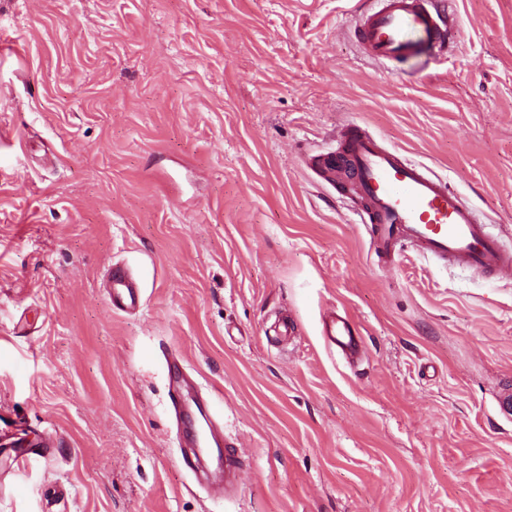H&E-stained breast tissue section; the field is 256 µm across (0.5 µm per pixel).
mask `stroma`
<instances>
[{
    "label": "stroma",
    "instance_id": "obj_1",
    "mask_svg": "<svg viewBox=\"0 0 512 512\" xmlns=\"http://www.w3.org/2000/svg\"><path fill=\"white\" fill-rule=\"evenodd\" d=\"M356 2L0 0V512H512V277L385 266L303 160L359 122L512 244V0H452L455 52L392 74ZM171 355L231 494L184 462ZM106 294L113 310L129 312L141 306V288L133 276L123 269L109 270ZM323 337L329 346L338 347L347 358H354L361 352V342L355 335L354 326L335 311L327 313L323 319Z\"/></svg>",
    "mask_w": 512,
    "mask_h": 512
}]
</instances>
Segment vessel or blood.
<instances>
[{
    "label": "vessel or blood",
    "mask_w": 512,
    "mask_h": 512,
    "mask_svg": "<svg viewBox=\"0 0 512 512\" xmlns=\"http://www.w3.org/2000/svg\"><path fill=\"white\" fill-rule=\"evenodd\" d=\"M353 35L367 57L393 65L419 50L448 55L459 26L446 0H366L354 14ZM342 139L340 157L319 154L314 162L333 174L338 160L348 161L353 213L368 228L379 259L393 261L398 246L406 243L420 254L492 277L512 275V250L446 180L357 124L347 123ZM106 294L112 309L129 312L141 306L139 285L125 270L108 272ZM323 337L346 357L361 352L354 327L336 312L324 317Z\"/></svg>",
    "instance_id": "obj_1"
}]
</instances>
